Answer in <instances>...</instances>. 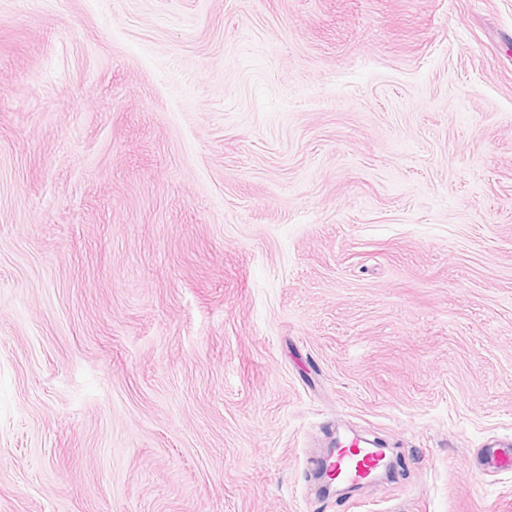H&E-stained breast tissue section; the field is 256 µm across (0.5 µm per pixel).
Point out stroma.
<instances>
[{
    "label": "stroma",
    "mask_w": 512,
    "mask_h": 512,
    "mask_svg": "<svg viewBox=\"0 0 512 512\" xmlns=\"http://www.w3.org/2000/svg\"><path fill=\"white\" fill-rule=\"evenodd\" d=\"M507 437L512 0H0V512H512ZM325 461L329 477L333 478L335 475L348 482L357 483L363 481L367 473L378 466L380 458L375 448L351 441L337 454L319 458L315 462L317 472L321 471Z\"/></svg>",
    "instance_id": "35a3bbf8"
}]
</instances>
